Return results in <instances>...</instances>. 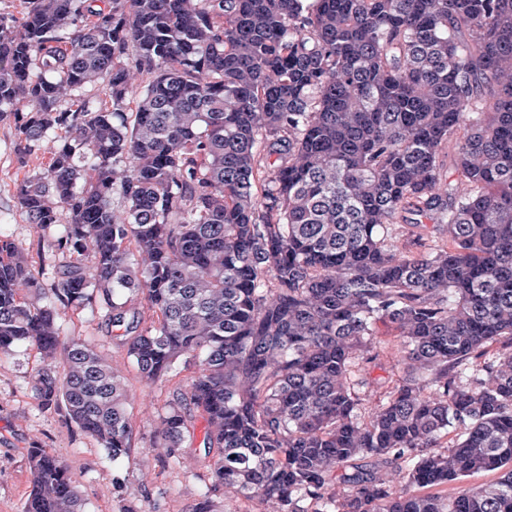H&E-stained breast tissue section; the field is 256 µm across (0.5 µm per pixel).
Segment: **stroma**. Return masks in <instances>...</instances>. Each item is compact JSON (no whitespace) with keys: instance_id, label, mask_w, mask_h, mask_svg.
I'll list each match as a JSON object with an SVG mask.
<instances>
[{"instance_id":"obj_1","label":"stroma","mask_w":512,"mask_h":512,"mask_svg":"<svg viewBox=\"0 0 512 512\" xmlns=\"http://www.w3.org/2000/svg\"><path fill=\"white\" fill-rule=\"evenodd\" d=\"M16 141L13 123L0 122V232L21 242L35 265L38 236L18 204L15 185L35 167L45 166L49 156L41 154L36 166L20 167ZM63 328L65 334L90 339L122 377L127 409L138 428L135 447L130 458L112 461L83 435L64 407L40 409L32 386L42 360L31 347H17L0 361V512H22L31 490L27 451L33 447L46 449L67 465L79 485L84 512H192L208 484L203 449L195 443L185 446L174 459L149 446L150 423L165 413L175 381L145 384L102 314L68 312Z\"/></svg>"}]
</instances>
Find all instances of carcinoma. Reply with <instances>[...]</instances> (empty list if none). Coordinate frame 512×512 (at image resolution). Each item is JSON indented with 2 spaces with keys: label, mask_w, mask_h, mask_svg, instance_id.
Masks as SVG:
<instances>
[{
  "label": "carcinoma",
  "mask_w": 512,
  "mask_h": 512,
  "mask_svg": "<svg viewBox=\"0 0 512 512\" xmlns=\"http://www.w3.org/2000/svg\"><path fill=\"white\" fill-rule=\"evenodd\" d=\"M23 4L0 14V121L20 166L49 151L16 196L72 259L35 273L0 234V358L63 364L38 407L131 455L123 380L58 324L98 307L145 382L194 366L150 447L178 457L201 417L215 489L512 512V0ZM425 219L439 236L400 241ZM380 324L403 376L368 412ZM27 458L23 512H83L62 461Z\"/></svg>",
  "instance_id": "cac0c4a2"
}]
</instances>
